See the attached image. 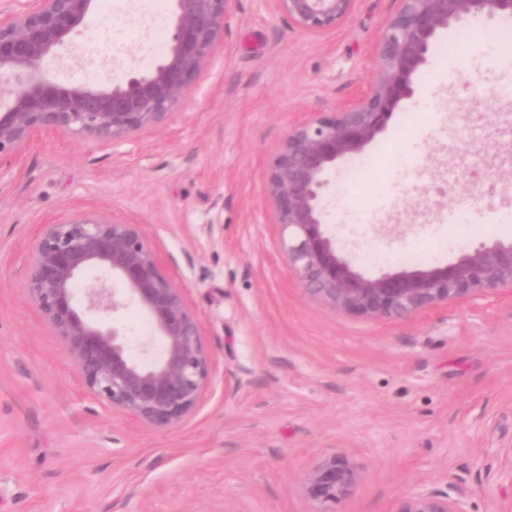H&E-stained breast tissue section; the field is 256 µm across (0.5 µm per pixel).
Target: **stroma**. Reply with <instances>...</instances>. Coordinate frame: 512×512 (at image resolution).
I'll list each match as a JSON object with an SVG mask.
<instances>
[{
  "instance_id": "obj_1",
  "label": "stroma",
  "mask_w": 512,
  "mask_h": 512,
  "mask_svg": "<svg viewBox=\"0 0 512 512\" xmlns=\"http://www.w3.org/2000/svg\"><path fill=\"white\" fill-rule=\"evenodd\" d=\"M398 0H356L312 35L270 0H234L210 64L167 122L104 146L68 134L0 162V512H391L418 489L462 492L469 512L512 500V293L368 319L309 296L281 249L265 172L288 132L367 92ZM170 14L149 0H97L78 56L50 60L68 82L152 65L142 47ZM511 17L440 33L413 96L365 150L359 185L330 170L328 233L367 275L444 264L512 240V52L485 38ZM119 26L128 40L94 58ZM464 209L482 232L454 237ZM140 225L199 314L226 368L184 425L156 430L112 415L83 387L22 285L40 225L77 212ZM359 475L321 504L306 474L335 454Z\"/></svg>"
}]
</instances>
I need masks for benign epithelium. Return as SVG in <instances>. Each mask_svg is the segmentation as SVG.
Returning <instances> with one entry per match:
<instances>
[{
  "mask_svg": "<svg viewBox=\"0 0 512 512\" xmlns=\"http://www.w3.org/2000/svg\"><path fill=\"white\" fill-rule=\"evenodd\" d=\"M233 0H173L167 48L149 69H130L98 84L47 79V59L74 53L95 0H23L0 10V162L18 157L36 136L64 131L117 144L163 125L209 65L223 37ZM377 48L379 69L370 91L335 112L296 125L265 175L273 223L304 290L352 316L409 317L449 302L512 291V241L484 243L443 264L371 277L341 255L327 232L326 173L362 154L414 93L437 34L486 15L512 16V0H399ZM301 30H333L355 0H273ZM87 392L112 413L158 430L173 429L199 409L215 363L198 314L184 289L166 274L138 224L104 213L74 214L41 225L31 243L23 286ZM138 309L151 332L135 341L118 316ZM159 356H141L154 346ZM359 481L346 455L332 456L306 476L316 502L347 498ZM392 512H468L456 492L418 489Z\"/></svg>",
  "mask_w": 512,
  "mask_h": 512,
  "instance_id": "benign-epithelium-1",
  "label": "benign epithelium"
}]
</instances>
